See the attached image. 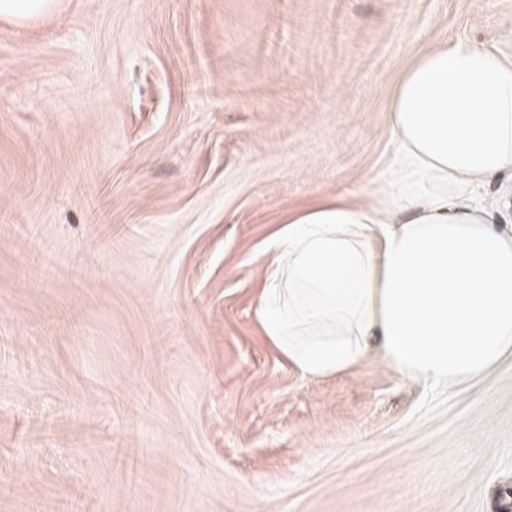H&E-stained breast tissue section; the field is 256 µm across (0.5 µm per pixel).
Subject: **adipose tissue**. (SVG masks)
Here are the masks:
<instances>
[{
	"label": "adipose tissue",
	"mask_w": 512,
	"mask_h": 512,
	"mask_svg": "<svg viewBox=\"0 0 512 512\" xmlns=\"http://www.w3.org/2000/svg\"><path fill=\"white\" fill-rule=\"evenodd\" d=\"M62 0H0V20ZM400 177L365 204L289 216L255 321L305 378L342 373L378 345L403 375L441 387L512 351V226L484 192L512 194V62L454 41L421 53L390 106Z\"/></svg>",
	"instance_id": "ef3b65f1"
}]
</instances>
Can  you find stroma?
<instances>
[{
	"label": "stroma",
	"instance_id": "1",
	"mask_svg": "<svg viewBox=\"0 0 512 512\" xmlns=\"http://www.w3.org/2000/svg\"><path fill=\"white\" fill-rule=\"evenodd\" d=\"M512 0H65L0 21V512H512V352L430 388L260 335L274 227L397 175L416 55Z\"/></svg>",
	"mask_w": 512,
	"mask_h": 512
}]
</instances>
